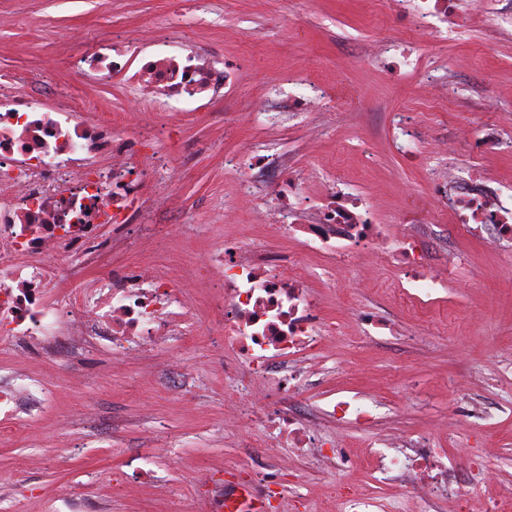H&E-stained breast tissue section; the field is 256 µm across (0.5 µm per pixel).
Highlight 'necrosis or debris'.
<instances>
[{"instance_id": "necrosis-or-debris-1", "label": "necrosis or debris", "mask_w": 512, "mask_h": 512, "mask_svg": "<svg viewBox=\"0 0 512 512\" xmlns=\"http://www.w3.org/2000/svg\"><path fill=\"white\" fill-rule=\"evenodd\" d=\"M382 2L417 28L432 27L462 3L474 20L487 10V0ZM70 65L84 77L121 78L139 87L144 109L97 112L65 96L49 112L30 100L20 80L0 79V342L25 346L44 364L65 353L82 359L103 351L141 360L151 348L193 335L190 300L210 299L231 382L224 411L250 425L249 447L290 448L316 458L343 512H385L379 498L348 479L365 461L375 479L412 489L418 512H430L434 494L447 490L460 497L461 512H499L498 504L457 484L446 454L419 435L387 434L364 454L352 452L334 426L373 422L357 399L329 401L309 417L292 408L319 387L311 365L331 356L340 334L323 298L304 283L302 255L352 278L362 257L379 265L395 261L428 297L443 272L428 266L417 229L380 223L383 199L341 195L335 180L304 186L306 153L261 155L243 142L225 153L224 168L238 176L240 197L269 224L271 245L255 244L244 230L218 234L209 266L188 290L160 262L106 265L133 243L166 233L162 219L176 208L190 153L163 143L162 126L174 113L199 111L220 97L237 74L221 54L184 46L174 51L149 34L96 41ZM266 165L277 168V176L255 180V169ZM458 209L464 214L459 233L486 229L499 242H512V194L473 187ZM291 240L298 251L288 250ZM90 269L97 272L91 279ZM258 384L273 402L256 397ZM53 393L40 372L14 359L0 362V428L29 425Z\"/></svg>"}]
</instances>
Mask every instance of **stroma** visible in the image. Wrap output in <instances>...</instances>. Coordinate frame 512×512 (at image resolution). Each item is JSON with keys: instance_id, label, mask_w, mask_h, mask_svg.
I'll return each mask as SVG.
<instances>
[{"instance_id": "stroma-1", "label": "stroma", "mask_w": 512, "mask_h": 512, "mask_svg": "<svg viewBox=\"0 0 512 512\" xmlns=\"http://www.w3.org/2000/svg\"><path fill=\"white\" fill-rule=\"evenodd\" d=\"M174 13L183 19L181 28L169 25ZM0 16V75L28 77L30 95L46 108L69 93L110 112L138 109L132 87L70 70V56L90 31L132 40L149 28L179 44L223 52L237 64V82L225 85L208 110L180 114L172 129L195 149L179 184L183 208L166 219L171 272L182 286L207 266L208 227L238 197L236 178L210 150L214 144L230 150L251 140L263 151L284 139L289 152L313 154L302 173L305 186L330 174L342 177L357 192L387 198L384 223L431 225L421 242L426 259L454 272L423 311L402 306L399 291L408 282L394 266L332 287L322 261L303 257L308 286L324 294L329 316L341 326L335 369L323 388L357 397L376 415L372 427L345 424L355 441L371 442L381 430L425 435L431 447L447 451L461 480L478 448L493 444L497 453L484 465L496 479L479 492L512 512V416L470 429L461 425L469 403L495 413L512 399V244L487 248L459 236L454 207L434 190L439 172L452 164L462 180L477 172L489 186L512 193V151L495 150L478 161L467 149L451 161L430 151L434 140L452 139L463 124L479 141L512 140V0H493L482 21L459 17L417 32L374 0H0ZM35 29L43 30V39H31ZM375 39L391 52L371 62L364 51ZM49 53L58 68L45 75L40 64ZM462 55L470 64L459 69L455 61ZM310 78L327 85L330 97L317 111L289 113L286 134L238 120L254 99L280 111L283 99L303 93ZM488 97L497 102L491 117L483 109ZM215 112L223 113V123H213ZM401 112L414 116L413 155L400 148ZM194 307L197 335L168 347L195 365L190 383L142 379L139 365H113L105 353L82 365H42L54 397L27 431L0 438V512H19L32 488L43 495L47 512H67L76 496L95 512H201L208 497L234 491L238 477L271 457L303 474L306 512H342L325 497L328 478L310 463L285 448L248 447L249 429L239 420L213 427L224 409V355L216 311L205 300ZM352 307L387 322L388 331L368 335L350 318ZM459 379L467 381V394L456 390ZM159 421L166 437L154 432ZM165 438L171 478L156 487L144 484L125 462ZM31 457L40 465L28 471L24 463ZM208 473L221 475L226 486L202 485Z\"/></svg>"}]
</instances>
